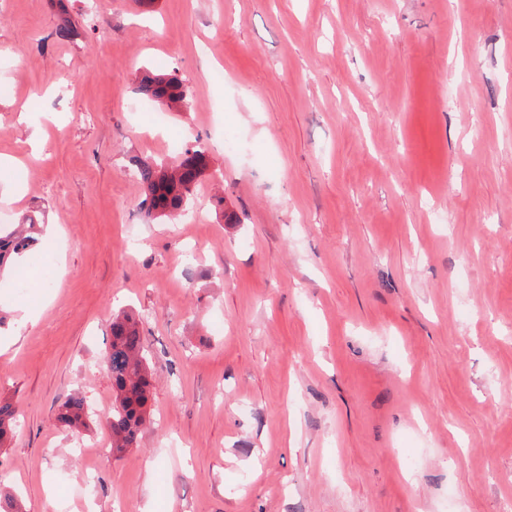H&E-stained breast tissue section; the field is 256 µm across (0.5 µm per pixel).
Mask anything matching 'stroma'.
I'll use <instances>...</instances> for the list:
<instances>
[{
  "label": "stroma",
  "instance_id": "35a3bbf8",
  "mask_svg": "<svg viewBox=\"0 0 512 512\" xmlns=\"http://www.w3.org/2000/svg\"><path fill=\"white\" fill-rule=\"evenodd\" d=\"M161 59L192 97L157 124ZM174 141L197 224L127 176ZM1 157L53 247L0 275L22 512H512V0H0ZM124 310L153 392L118 457ZM88 404L79 394L67 397L59 406L56 413L57 421L65 427L78 429L86 426Z\"/></svg>",
  "mask_w": 512,
  "mask_h": 512
}]
</instances>
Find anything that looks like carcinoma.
I'll return each mask as SVG.
<instances>
[{
    "mask_svg": "<svg viewBox=\"0 0 512 512\" xmlns=\"http://www.w3.org/2000/svg\"><path fill=\"white\" fill-rule=\"evenodd\" d=\"M143 74L139 91L154 102L163 99L190 104V93L173 72ZM206 170L202 151L186 149L179 162L168 166L162 161H136V175L144 189L140 210L145 217L170 219L191 204L199 178ZM39 231L36 220L29 216L26 223L9 232L0 231V271L15 266L18 258L32 249ZM110 357L107 363L112 378V412L106 419L112 434L113 452L124 453L137 445L139 435L149 415L152 376L143 353L138 321L130 314L112 318ZM88 404L79 394L67 397L56 413L57 421L68 428L86 426ZM17 422V410L8 400H0V447L4 446Z\"/></svg>",
    "mask_w": 512,
    "mask_h": 512,
    "instance_id": "carcinoma-1",
    "label": "carcinoma"
}]
</instances>
